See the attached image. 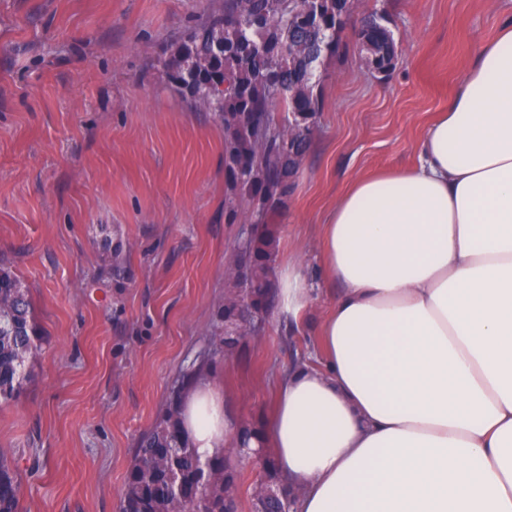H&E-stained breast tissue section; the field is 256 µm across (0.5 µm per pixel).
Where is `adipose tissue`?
Segmentation results:
<instances>
[{"label": "adipose tissue", "mask_w": 512, "mask_h": 512, "mask_svg": "<svg viewBox=\"0 0 512 512\" xmlns=\"http://www.w3.org/2000/svg\"><path fill=\"white\" fill-rule=\"evenodd\" d=\"M418 151L354 180L319 226V361L289 364L262 428L293 512H512V19ZM312 301L288 265L281 315ZM179 420L204 462L242 429L203 379Z\"/></svg>", "instance_id": "obj_1"}]
</instances>
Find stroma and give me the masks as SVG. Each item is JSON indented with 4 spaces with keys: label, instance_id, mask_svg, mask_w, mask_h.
<instances>
[{
    "label": "stroma",
    "instance_id": "obj_1",
    "mask_svg": "<svg viewBox=\"0 0 512 512\" xmlns=\"http://www.w3.org/2000/svg\"><path fill=\"white\" fill-rule=\"evenodd\" d=\"M221 0H0V265L28 288L47 342L20 399L0 406L22 512H118L131 456L180 371L212 350L225 408L260 425L274 381L315 358L312 330L271 311L220 352L225 267L242 230L224 127L191 108L155 60ZM385 11L387 77L347 52L326 64L324 110L278 220L275 268L318 278V228L354 179L413 168L426 126L512 0H362Z\"/></svg>",
    "mask_w": 512,
    "mask_h": 512
}]
</instances>
